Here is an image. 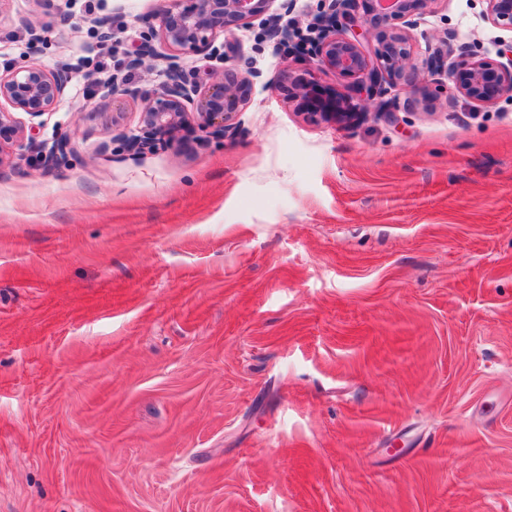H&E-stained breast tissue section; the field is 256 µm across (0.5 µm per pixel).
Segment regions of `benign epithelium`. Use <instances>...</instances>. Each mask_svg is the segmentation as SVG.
Here are the masks:
<instances>
[{
  "mask_svg": "<svg viewBox=\"0 0 512 512\" xmlns=\"http://www.w3.org/2000/svg\"><path fill=\"white\" fill-rule=\"evenodd\" d=\"M288 12L293 0H173L158 17L155 38L165 52L146 45L129 59L138 69L145 59L166 63L165 81L159 89L145 92L126 87L112 98V125L123 128L122 144L136 152L150 151L171 142L182 127L195 124L203 130L224 134L234 125L238 112L250 101L256 75L226 67L208 79L189 68L183 57L205 48L217 52L214 44L232 29L261 19L275 26L279 13L275 2ZM440 0H330L313 23V34L300 37L290 33L283 40L304 60L329 71L366 92L379 112L399 107L386 100L388 90L405 96L404 106L423 110L432 98L420 91L425 74L439 82L452 83L468 100L490 105L501 97H512V57H476L464 47L455 48L448 36L437 39L426 57L414 58L411 27L415 19L433 9ZM486 18L499 29L512 31V0H486ZM71 77L60 67L47 69L36 63L12 66L0 72V165L11 159L12 149H35L41 166L55 170L68 161L75 149L69 138L51 145L36 144L34 120L52 111L65 96ZM272 84L288 89V96L309 99L320 96L319 111L311 116L321 120L343 119L347 98L334 91L325 94L310 81L293 75L284 66ZM142 104L135 127H124L129 103ZM24 114V122L19 115Z\"/></svg>",
  "mask_w": 512,
  "mask_h": 512,
  "instance_id": "obj_1",
  "label": "benign epithelium"
}]
</instances>
